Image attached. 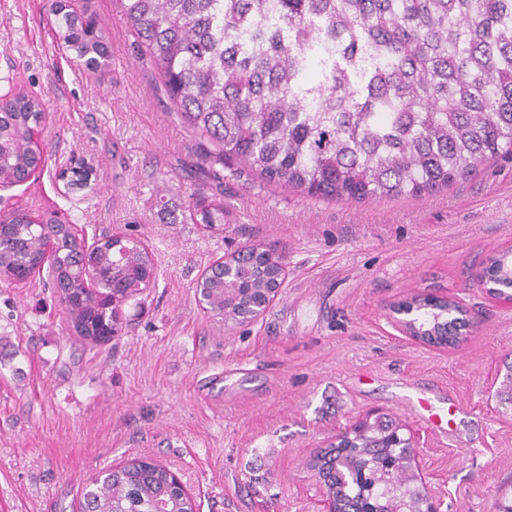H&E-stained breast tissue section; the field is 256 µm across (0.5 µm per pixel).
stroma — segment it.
I'll return each mask as SVG.
<instances>
[{
    "label": "stroma",
    "mask_w": 512,
    "mask_h": 512,
    "mask_svg": "<svg viewBox=\"0 0 512 512\" xmlns=\"http://www.w3.org/2000/svg\"><path fill=\"white\" fill-rule=\"evenodd\" d=\"M50 0H0V94L39 99L47 166L0 191V210L56 214L92 239L145 244L156 277L103 345L68 328L47 279L0 281V512H81L86 481L146 456L177 473L201 512H315L312 452L380 410L420 438L442 512H495L512 491V409L487 391L512 363V306L472 278L512 249V159L422 197L306 201L204 161L192 131L137 60L119 0H85L111 66H76ZM223 199L213 227L190 198ZM249 244L288 278L263 315L227 324L197 283ZM449 295L476 316L459 347L406 339L391 303ZM461 402L453 439L411 413L399 385Z\"/></svg>",
    "instance_id": "stroma-1"
}]
</instances>
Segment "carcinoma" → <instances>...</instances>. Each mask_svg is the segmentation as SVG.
Instances as JSON below:
<instances>
[{
    "label": "carcinoma",
    "mask_w": 512,
    "mask_h": 512,
    "mask_svg": "<svg viewBox=\"0 0 512 512\" xmlns=\"http://www.w3.org/2000/svg\"><path fill=\"white\" fill-rule=\"evenodd\" d=\"M136 56L170 105L209 144L205 159L303 199L364 202L431 195L512 156V0H121ZM51 12L73 60L109 67L105 34L91 14L53 0ZM46 120L33 98L0 106V180L23 181L46 154L35 140ZM194 224L224 223V204L187 205ZM53 288L71 328L95 343L112 312L143 290L151 263L136 244L124 255L107 240L88 260L108 289H85L83 255L71 224L26 211L0 215V280L46 249ZM509 260L494 262L488 291L512 288ZM247 288H263L271 267L236 259ZM206 305L239 321L248 297L224 303V273L204 278ZM424 319L422 335H453ZM370 430L361 448L316 456L310 468L336 499L365 512H419L407 494L414 474L404 449ZM83 512H192L169 471L135 457L91 479Z\"/></svg>",
    "instance_id": "cac0c4a2"
}]
</instances>
